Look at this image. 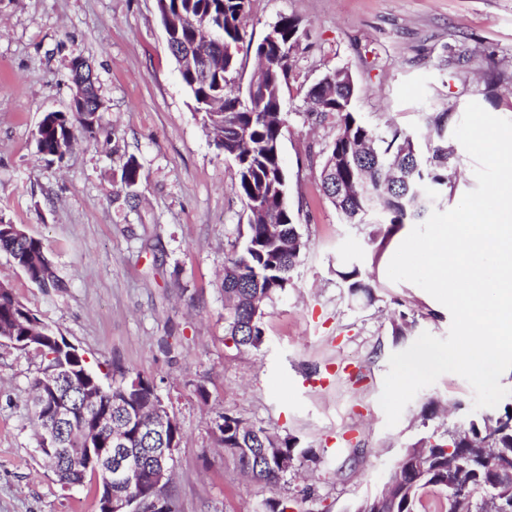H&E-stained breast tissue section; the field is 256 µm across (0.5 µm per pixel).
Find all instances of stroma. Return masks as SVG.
Here are the masks:
<instances>
[{
    "label": "stroma",
    "instance_id": "1",
    "mask_svg": "<svg viewBox=\"0 0 512 512\" xmlns=\"http://www.w3.org/2000/svg\"><path fill=\"white\" fill-rule=\"evenodd\" d=\"M284 16L304 32L282 89L281 156L309 247L265 308L263 344L244 350L227 334L222 281L247 212L233 163L195 116L156 0H0V215L46 244L62 287L42 291L1 251L0 281L103 385L125 370L155 380L182 427L169 487L177 512H263L271 497L294 512H353L405 448L474 413L472 387L447 373L387 427L379 398L390 355L425 331L446 337L451 315L388 279L396 232L341 223L318 172L336 124L315 119L306 93L345 68L355 112L381 131L393 123L421 135L443 111L453 128L472 101L512 119V0H252L248 36ZM76 56L93 67L106 134H76L50 162L33 133L45 113L68 110ZM491 67L502 75L493 87ZM130 155L141 169L131 189L118 175ZM354 266L371 295H349L339 274ZM403 312L413 325L398 339ZM39 364L0 343V512H98L95 480L60 483L38 451L29 383ZM227 413L296 438L308 458L275 488L250 481L212 434Z\"/></svg>",
    "mask_w": 512,
    "mask_h": 512
}]
</instances>
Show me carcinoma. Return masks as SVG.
<instances>
[{"label":"carcinoma","instance_id":"1","mask_svg":"<svg viewBox=\"0 0 512 512\" xmlns=\"http://www.w3.org/2000/svg\"><path fill=\"white\" fill-rule=\"evenodd\" d=\"M251 0H157L160 16L174 15L179 23L170 36L171 47L179 52L195 50L197 32L217 25L223 28L221 43L211 44L206 60L194 72L181 79L195 103L209 98L215 106L201 113L203 126L215 133V145L235 167V189L248 211V224L241 248L224 262V319L228 335L242 349H257L264 342L265 307L274 296L291 285L292 274L306 248L296 214L288 203V178L280 154L282 136V86L288 78L290 60L304 36L300 22L284 16L256 43L254 53L261 65L247 85L240 83L244 70L239 57L246 35L243 20ZM333 89L319 85L310 88L307 98L315 115L324 122L336 120V134L321 151L319 173L326 195L346 224H367L372 216L395 227L421 220L427 211L447 196L449 161L448 113L430 116L436 140L422 153L417 136L390 126L379 132L363 124L352 109L355 85L345 69L330 74ZM84 102L70 105L68 112H47L34 133L36 153L44 158H63L71 151L74 131L79 128L89 137L105 133L94 112H80L98 97L95 86L87 90ZM141 178L135 157L126 158L120 167V182L127 188ZM351 187L350 193L336 198L330 180ZM11 223L0 216V250L40 288L61 287L48 257L45 244L25 234L6 235ZM350 294H371V286L359 279V269L338 271ZM0 336H7L13 347L37 350L42 366L31 382L32 406L44 404L32 413L38 447L44 455L57 454L62 463L56 475L65 485H81L94 468L89 457L76 450L71 431L96 412L110 408L116 401L126 402L142 425L151 422L155 401L160 399L154 379L139 372L122 376L121 381L102 388L99 379L88 370L83 355L67 344L15 296L9 284L0 281ZM58 370L68 376L65 388L55 395H43L45 373ZM73 408V423L53 436L46 435L44 416L56 400ZM213 434L224 454L232 457L251 480L270 489L288 473L282 463L296 464L308 454L298 448L293 437H282L243 419L224 414ZM471 492V512H485L484 499L498 471H512V401L481 413L468 421L467 428L448 429L446 436L425 444H414L398 460L395 472L383 488L366 497L355 512H420L422 498L429 488L442 491L459 469ZM154 469L143 471L132 493L139 512H158L156 503H172L168 493L170 479L157 486Z\"/></svg>","mask_w":512,"mask_h":512}]
</instances>
